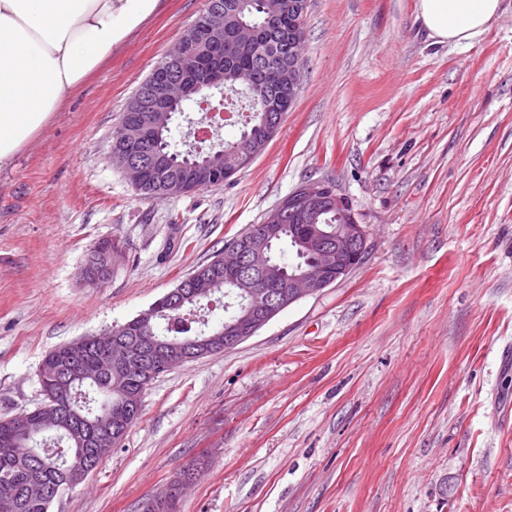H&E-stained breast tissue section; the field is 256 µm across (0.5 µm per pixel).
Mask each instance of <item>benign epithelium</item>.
Segmentation results:
<instances>
[{"label":"benign epithelium","mask_w":512,"mask_h":512,"mask_svg":"<svg viewBox=\"0 0 512 512\" xmlns=\"http://www.w3.org/2000/svg\"><path fill=\"white\" fill-rule=\"evenodd\" d=\"M241 5L235 0L222 5L215 4L203 12L195 24L181 36L179 41L157 63L144 82L143 88L136 92L127 103L134 111L147 113L141 126L125 128L121 144L110 146L109 160L124 175L131 187L142 191L144 174L149 169H158V160L154 154V145L167 129L169 119L176 105L190 95L201 93V87L191 85L184 75L185 64L197 58L207 46L220 44L224 35V14L236 15ZM302 57H288V64L279 67L277 80L280 87L288 92V103H293L298 95ZM280 120L269 117L242 147H234L224 162V174L230 176L238 169L248 166L260 156L273 139ZM216 172L206 166L194 167L188 179L170 180L160 183L153 195L158 197L178 196L198 191ZM326 184L309 182L298 188L296 200L288 206H276L264 217L259 231L248 234V240L235 242L224 248L221 263L224 276L230 283L242 288L243 313L237 319L224 324L222 330L202 338L195 336L181 342H163L155 336H144L136 345H126L118 353V360L126 364L142 362L146 365L147 377L156 375L155 365L163 362L175 368L212 353L222 346L226 350L235 348L241 342L253 336L282 310L294 302L313 295L331 286L347 276L368 251V236L356 214L345 197L333 194L336 210L344 215L346 223L338 231L340 242H335L329 234L315 230L303 235H294L293 240L312 254L310 266L294 273L283 270L282 276L288 287L281 289L269 284L264 288H248L250 274L258 270H269V252L272 243L279 237L285 225L296 220V206H301L315 214L323 208ZM199 275L182 280L174 289L155 301L146 311L133 318L141 329L151 327V323L163 307L174 309L181 305L190 294H200ZM121 328L112 327L101 334L82 337L64 345L63 354L57 362L58 371L66 373L82 350L93 342H99L108 336H117ZM143 389L133 388L126 392L123 403L113 413L114 427H105L101 447H117L120 427H128L142 409ZM35 421L44 430L65 423L64 415L57 410L55 400L49 399L36 407ZM189 487L187 477L180 473L165 488L151 495L141 504L142 512H155L157 502L162 501L168 512H178L179 501Z\"/></svg>","instance_id":"benign-epithelium-1"}]
</instances>
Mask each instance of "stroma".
I'll return each instance as SVG.
<instances>
[{
  "instance_id": "stroma-1",
  "label": "stroma",
  "mask_w": 512,
  "mask_h": 512,
  "mask_svg": "<svg viewBox=\"0 0 512 512\" xmlns=\"http://www.w3.org/2000/svg\"><path fill=\"white\" fill-rule=\"evenodd\" d=\"M208 0H160L0 171V416L47 351L147 310L302 184L368 233L343 280L146 389L51 512H139L192 460L180 512H512V0L454 47L416 0H310L297 99L224 184L149 200L108 160L151 69ZM115 238L101 287L80 271Z\"/></svg>"
}]
</instances>
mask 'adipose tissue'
<instances>
[{
    "label": "adipose tissue",
    "mask_w": 512,
    "mask_h": 512,
    "mask_svg": "<svg viewBox=\"0 0 512 512\" xmlns=\"http://www.w3.org/2000/svg\"><path fill=\"white\" fill-rule=\"evenodd\" d=\"M159 0H0V170ZM503 0H417L438 43L462 45L500 17Z\"/></svg>",
    "instance_id": "ef3b65f1"
}]
</instances>
